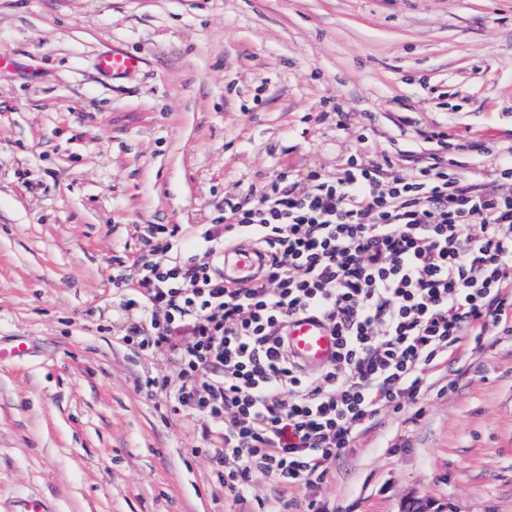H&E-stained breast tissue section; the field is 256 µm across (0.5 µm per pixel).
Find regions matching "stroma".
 <instances>
[{"label":"stroma","mask_w":512,"mask_h":512,"mask_svg":"<svg viewBox=\"0 0 512 512\" xmlns=\"http://www.w3.org/2000/svg\"><path fill=\"white\" fill-rule=\"evenodd\" d=\"M142 57L132 80L101 53ZM0 512H229L200 439L144 380L119 275L141 224L185 248L230 195L335 174L367 150L410 171L424 128L486 142L468 178L496 186L512 147V0H0ZM448 94L434 108L429 88ZM330 512H512V335L467 351L447 386L388 412L318 491Z\"/></svg>","instance_id":"obj_1"}]
</instances>
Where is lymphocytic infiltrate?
I'll use <instances>...</instances> for the list:
<instances>
[{"label": "lymphocytic infiltrate", "mask_w": 512, "mask_h": 512, "mask_svg": "<svg viewBox=\"0 0 512 512\" xmlns=\"http://www.w3.org/2000/svg\"><path fill=\"white\" fill-rule=\"evenodd\" d=\"M412 173L386 152L355 148L333 175H281L224 200L222 223L201 226L196 252L179 226L142 225L137 279L116 277L147 323L129 327L134 351H173L172 411L199 429L211 477L242 504L260 473L285 490H318L336 461L388 410L414 402L463 343L512 332V148L499 187L463 173L486 153L440 130ZM247 241L262 258L231 287L216 269ZM315 314L336 355L306 367L288 352V321Z\"/></svg>", "instance_id": "f902f5d3"}]
</instances>
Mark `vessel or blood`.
I'll use <instances>...</instances> for the list:
<instances>
[{
  "instance_id": "vessel-or-blood-1",
  "label": "vessel or blood",
  "mask_w": 512,
  "mask_h": 512,
  "mask_svg": "<svg viewBox=\"0 0 512 512\" xmlns=\"http://www.w3.org/2000/svg\"><path fill=\"white\" fill-rule=\"evenodd\" d=\"M139 56L123 51L102 54L97 62L99 73L123 80L133 78L142 68ZM252 250H239L224 265V278L231 282L249 279L254 271ZM288 350L308 367L329 363L336 354V338L331 327L321 318L308 315L292 319L288 324Z\"/></svg>"
}]
</instances>
